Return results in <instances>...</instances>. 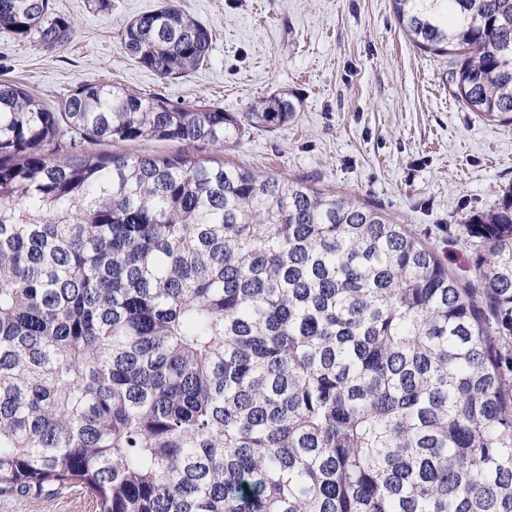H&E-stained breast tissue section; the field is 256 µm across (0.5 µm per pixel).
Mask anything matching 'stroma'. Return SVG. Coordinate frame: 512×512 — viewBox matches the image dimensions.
<instances>
[{
  "mask_svg": "<svg viewBox=\"0 0 512 512\" xmlns=\"http://www.w3.org/2000/svg\"><path fill=\"white\" fill-rule=\"evenodd\" d=\"M163 0H52L74 29L49 51L0 33V81L56 107L84 84L112 82L172 103L214 104L242 116L260 99L288 95L293 116L247 127L223 153L198 156L266 174L303 177L372 202L409 225L462 279L473 259L462 226L512 185V124L462 108L448 60L418 51L391 0H176L210 29L209 60L159 78L124 52L125 23ZM0 512H90L71 490L41 497L0 494Z\"/></svg>",
  "mask_w": 512,
  "mask_h": 512,
  "instance_id": "35a3bbf8",
  "label": "stroma"
}]
</instances>
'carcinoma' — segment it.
<instances>
[{
    "label": "carcinoma",
    "instance_id": "obj_1",
    "mask_svg": "<svg viewBox=\"0 0 512 512\" xmlns=\"http://www.w3.org/2000/svg\"><path fill=\"white\" fill-rule=\"evenodd\" d=\"M392 6L467 111L512 123V0ZM72 29L50 0H0V33L53 51ZM121 46L167 79L207 62L211 34L166 0ZM295 111L114 83L50 109L0 82V492L79 489L92 512H512V186L464 225L463 285L373 203L88 148L222 149ZM91 148L97 152H125L128 154L165 153L169 155L180 154L187 150V147L178 141H148V142H126L108 143L100 142L92 145Z\"/></svg>",
    "mask_w": 512,
    "mask_h": 512
}]
</instances>
